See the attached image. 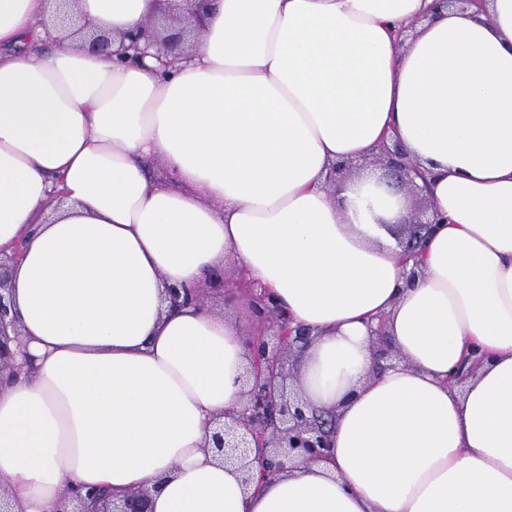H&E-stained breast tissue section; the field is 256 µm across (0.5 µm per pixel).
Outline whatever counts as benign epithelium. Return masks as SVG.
<instances>
[{
  "mask_svg": "<svg viewBox=\"0 0 512 512\" xmlns=\"http://www.w3.org/2000/svg\"><path fill=\"white\" fill-rule=\"evenodd\" d=\"M208 2L210 0H164L161 10L146 20L140 32L127 35L130 44H121L117 49L114 48V39L92 32L88 22L65 10L70 0H61L62 8L53 26L80 36L79 47L98 54L106 61H112L130 49L147 53V48L139 46V40L145 36L148 41L161 46V57L165 58L163 64L167 65L188 58L199 45ZM374 156L388 172L389 186L423 200L421 209L403 220L406 234L399 240L404 260L416 263L424 233L431 225L441 223L442 217L423 195V187L416 182L423 174L406 157L398 143H382ZM365 162L367 159L364 158L354 163L332 165L328 183H336ZM21 256L20 245L11 255L0 253V374L20 370V365L13 363L11 344L22 346L21 333L14 327L10 312L13 304L12 269ZM164 297L172 306L179 305L182 300L202 306L206 304L200 288L168 285L164 289ZM252 298L254 325L246 339L250 357L243 377V406L238 411L224 414V419L215 420L211 434V448L216 458L237 466L242 485L247 489L253 483L251 456L260 466L262 480L277 478L296 462L308 463L327 458L330 448L328 427L331 423L324 417L307 416L303 400L290 395L287 387V355L292 346L307 339L310 332L293 327L281 318L266 288L252 289ZM376 335L375 348L379 359H398L383 333L378 330ZM149 497L147 489H139L114 500L101 490L83 496L67 488L63 492L62 507L57 512H148Z\"/></svg>",
  "mask_w": 512,
  "mask_h": 512,
  "instance_id": "benign-epithelium-1",
  "label": "benign epithelium"
}]
</instances>
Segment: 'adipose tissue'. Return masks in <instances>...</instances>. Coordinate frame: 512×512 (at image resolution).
I'll return each instance as SVG.
<instances>
[{
	"label": "adipose tissue",
	"instance_id": "ef3b65f1",
	"mask_svg": "<svg viewBox=\"0 0 512 512\" xmlns=\"http://www.w3.org/2000/svg\"><path fill=\"white\" fill-rule=\"evenodd\" d=\"M159 0H78L137 29ZM55 0H0V250L20 375L0 379L15 512L65 486L151 512H512V0H212L196 53L123 63L61 40ZM396 138L445 221L421 273L374 176L330 163ZM232 259L311 341L297 376L328 459L260 491L207 446L247 349L206 307ZM401 357L378 369L372 333ZM164 297L171 306H177L181 298L184 302H196L199 305L205 306L207 303L202 288L188 289L183 286L168 285L164 289Z\"/></svg>",
	"mask_w": 512,
	"mask_h": 512
}]
</instances>
